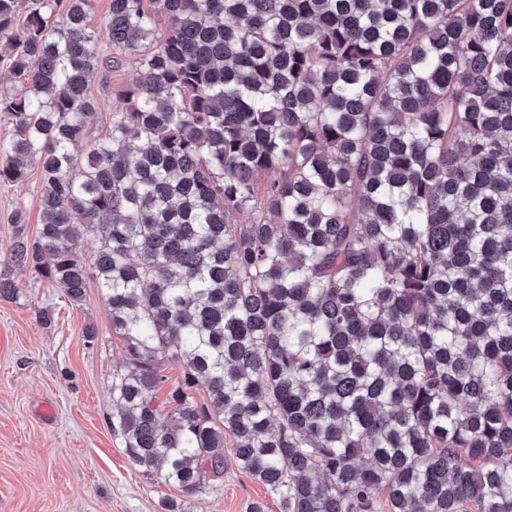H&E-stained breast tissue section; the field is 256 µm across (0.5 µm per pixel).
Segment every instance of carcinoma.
<instances>
[{
	"label": "carcinoma",
	"mask_w": 512,
	"mask_h": 512,
	"mask_svg": "<svg viewBox=\"0 0 512 512\" xmlns=\"http://www.w3.org/2000/svg\"><path fill=\"white\" fill-rule=\"evenodd\" d=\"M18 3L0 180L43 192L0 298L22 267L81 301L98 242L132 463L194 496L230 456L282 512H512V0ZM102 30L133 74L80 156Z\"/></svg>",
	"instance_id": "1"
}]
</instances>
